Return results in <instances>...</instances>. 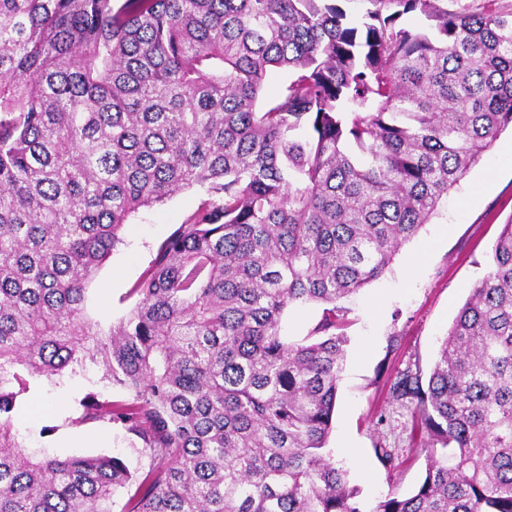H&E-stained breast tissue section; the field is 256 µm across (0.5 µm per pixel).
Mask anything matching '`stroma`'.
<instances>
[{
    "mask_svg": "<svg viewBox=\"0 0 512 512\" xmlns=\"http://www.w3.org/2000/svg\"><path fill=\"white\" fill-rule=\"evenodd\" d=\"M511 151L509 127L442 199L429 223L402 244L389 270L343 303L348 345L328 446L365 502L394 491L411 493L424 477L419 448L427 434L409 404L394 398L392 386L406 371H430L471 288L490 270L495 241L503 225L512 223ZM204 196L200 187L180 191L125 224L122 244L99 268L86 295V314L101 334L133 307L129 291L158 245ZM91 391L112 400L124 396L105 379L102 366L90 362L73 375L40 378L14 426L30 435L32 448L50 454L119 456L130 467L146 469V459L121 431L103 422L74 424L79 400ZM45 426L52 429L46 436L40 433ZM380 447L392 451L393 465L377 456Z\"/></svg>",
    "mask_w": 512,
    "mask_h": 512,
    "instance_id": "obj_1",
    "label": "stroma"
}]
</instances>
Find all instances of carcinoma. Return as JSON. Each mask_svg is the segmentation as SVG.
Masks as SVG:
<instances>
[{
	"label": "carcinoma",
	"mask_w": 512,
	"mask_h": 512,
	"mask_svg": "<svg viewBox=\"0 0 512 512\" xmlns=\"http://www.w3.org/2000/svg\"><path fill=\"white\" fill-rule=\"evenodd\" d=\"M339 2L0 0V512H112L121 489L124 512H512V224L427 382L393 386L428 434L418 487L368 507L326 450L338 303L512 126V12ZM195 186L99 337L85 294L124 224ZM88 360L127 397L88 392L71 423L115 426L146 473L13 428L34 379ZM321 312L317 305L287 310L282 320V334L287 336L290 342L302 340L318 323Z\"/></svg>",
	"instance_id": "carcinoma-1"
}]
</instances>
